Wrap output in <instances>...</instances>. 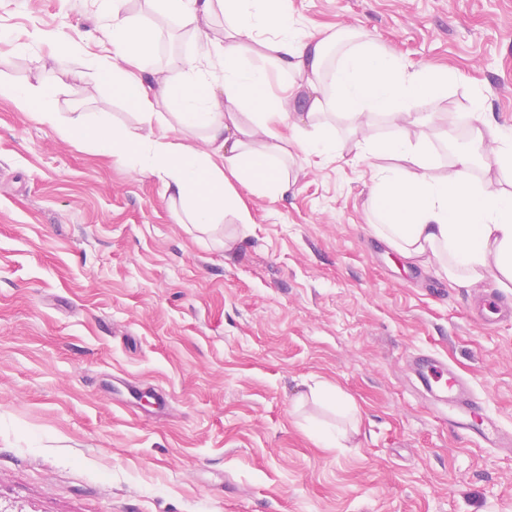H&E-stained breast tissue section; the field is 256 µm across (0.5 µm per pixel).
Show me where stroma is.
Masks as SVG:
<instances>
[{
  "label": "stroma",
  "mask_w": 512,
  "mask_h": 512,
  "mask_svg": "<svg viewBox=\"0 0 512 512\" xmlns=\"http://www.w3.org/2000/svg\"><path fill=\"white\" fill-rule=\"evenodd\" d=\"M95 0H0V80L98 111L109 82L51 44L102 37ZM154 24L168 72L224 15ZM307 34L351 27L410 69H448L416 111L457 145L483 92L512 127V0H290ZM450 140H443V132ZM291 187L251 217L178 223L162 182L0 99V512H512V455L449 429L412 390L435 355L512 430V319L470 317L492 290L452 285L370 229L371 170L294 152ZM234 237L232 248L222 241ZM336 400L316 396V384ZM355 415H346L341 402ZM342 432L339 446L322 441Z\"/></svg>",
  "instance_id": "1"
}]
</instances>
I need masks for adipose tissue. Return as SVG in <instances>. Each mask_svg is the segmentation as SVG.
Returning a JSON list of instances; mask_svg holds the SVG:
<instances>
[{
	"label": "adipose tissue",
	"mask_w": 512,
	"mask_h": 512,
	"mask_svg": "<svg viewBox=\"0 0 512 512\" xmlns=\"http://www.w3.org/2000/svg\"><path fill=\"white\" fill-rule=\"evenodd\" d=\"M102 2L110 46H60L52 60L63 67L77 56L93 75H110L135 126H116L107 112H59L48 88L0 80V98L62 136L157 176L182 224H220L229 214L249 223L241 191L284 197L293 150L323 159L354 152L372 163L375 235L405 260L440 266L459 285L491 280L512 288V190L502 186L512 173V133L487 118L480 93L470 100L474 130L466 148L444 160L417 133L429 118L414 104L446 93L453 73L409 71L354 28L304 37L288 0H145L187 24L208 21L218 8L224 13L223 39L198 42L193 58L172 59L171 75L163 76L142 64L156 27L132 24L128 0ZM254 43L266 53L251 64L246 52ZM275 71L285 79L278 95L270 89ZM296 99L302 109L289 111ZM379 118L394 136L374 134ZM338 120L349 125V138L337 136ZM288 122L290 139L278 130Z\"/></svg>",
	"instance_id": "obj_1"
}]
</instances>
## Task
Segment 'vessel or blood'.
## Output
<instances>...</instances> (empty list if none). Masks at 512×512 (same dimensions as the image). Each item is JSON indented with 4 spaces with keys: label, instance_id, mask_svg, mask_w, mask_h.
Returning <instances> with one entry per match:
<instances>
[{
    "label": "vessel or blood",
    "instance_id": "obj_1",
    "mask_svg": "<svg viewBox=\"0 0 512 512\" xmlns=\"http://www.w3.org/2000/svg\"><path fill=\"white\" fill-rule=\"evenodd\" d=\"M408 366L424 392L441 403L450 427L478 445L506 452L512 450V433L502 429L467 380L452 367L425 353L411 356Z\"/></svg>",
    "mask_w": 512,
    "mask_h": 512
}]
</instances>
